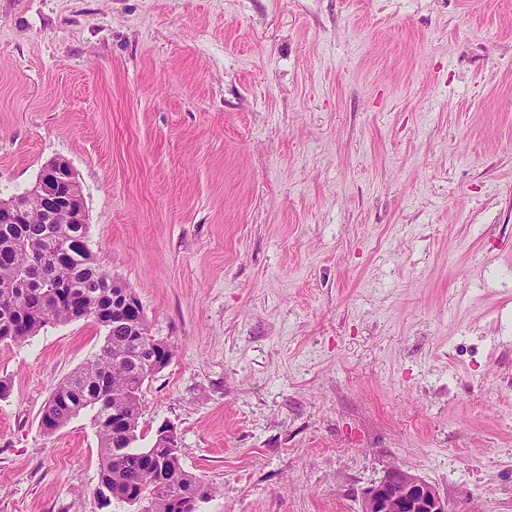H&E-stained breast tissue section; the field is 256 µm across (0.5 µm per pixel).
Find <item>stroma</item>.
I'll use <instances>...</instances> for the list:
<instances>
[{
  "label": "stroma",
  "mask_w": 512,
  "mask_h": 512,
  "mask_svg": "<svg viewBox=\"0 0 512 512\" xmlns=\"http://www.w3.org/2000/svg\"><path fill=\"white\" fill-rule=\"evenodd\" d=\"M54 159L87 244L174 349L197 512H359L397 465L512 512V0H0V199ZM105 333L0 344V512L103 505Z\"/></svg>",
  "instance_id": "stroma-1"
}]
</instances>
